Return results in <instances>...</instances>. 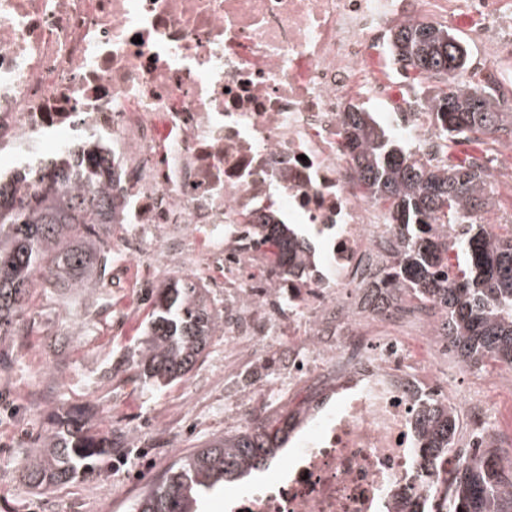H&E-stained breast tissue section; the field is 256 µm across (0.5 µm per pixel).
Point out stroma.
<instances>
[{"mask_svg":"<svg viewBox=\"0 0 512 512\" xmlns=\"http://www.w3.org/2000/svg\"><path fill=\"white\" fill-rule=\"evenodd\" d=\"M112 267L116 284L94 298L70 288H35L32 329L0 344V512H86L88 500L100 495L111 498L112 512H129L175 457L235 433L224 417L244 409L238 401L243 389L258 395L247 408L254 417L287 414L309 398L336 393L331 368L289 383L288 343L278 336L258 343L253 360L229 373L224 337L216 335L181 381L141 386L135 362L155 296L144 293L140 273L126 272L118 261ZM63 318L71 326L64 335L57 331ZM397 320L417 337L424 317L408 308ZM416 350L460 394L479 395L485 416L512 417V382L502 379L498 364L466 366L447 348L418 337ZM67 411L84 413L93 427L112 433L117 447L111 459L51 490L25 486L28 448Z\"/></svg>","mask_w":512,"mask_h":512,"instance_id":"obj_1","label":"stroma"}]
</instances>
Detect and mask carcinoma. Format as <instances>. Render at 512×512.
I'll list each match as a JSON object with an SVG mask.
<instances>
[{"label":"carcinoma","mask_w":512,"mask_h":512,"mask_svg":"<svg viewBox=\"0 0 512 512\" xmlns=\"http://www.w3.org/2000/svg\"><path fill=\"white\" fill-rule=\"evenodd\" d=\"M458 45L464 42L448 28L423 20L399 23L390 39L404 70L442 84L430 107L448 140L475 132L511 134L512 114L504 111L503 94L466 81L467 61L454 64ZM344 124L357 182L404 226L387 267L372 274L370 290L386 293L395 306L415 302L464 365L492 360L512 369V231L490 236L478 223L489 204L485 166L473 156L446 169L424 164L360 105L345 112ZM105 174L76 163L49 169L32 195L0 187V342L29 329L25 314L37 283L96 293L92 285L110 260L99 229L112 223V196L90 195L73 183H101ZM432 222L460 224L463 230L452 236L428 228ZM261 244L271 266L281 270L311 249L285 224L266 225ZM451 255L463 263L448 264L451 275L443 278L439 270ZM220 328L204 289L183 278L171 281L155 300L136 362L139 382L166 386L181 380ZM304 412L301 407L264 415L255 425L180 457L130 512H200L199 504L215 488L276 459ZM458 422L459 413L437 396L425 402L417 448L425 498L409 488L393 497L405 501L410 512H512V475L502 469L499 449L456 447ZM112 445V435L99 434L69 412L28 449L22 479L42 490L67 483L112 456Z\"/></svg>","instance_id":"obj_1"}]
</instances>
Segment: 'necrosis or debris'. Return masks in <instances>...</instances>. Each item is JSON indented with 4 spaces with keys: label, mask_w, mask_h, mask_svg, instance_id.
I'll use <instances>...</instances> for the list:
<instances>
[{
    "label": "necrosis or debris",
    "mask_w": 512,
    "mask_h": 512,
    "mask_svg": "<svg viewBox=\"0 0 512 512\" xmlns=\"http://www.w3.org/2000/svg\"><path fill=\"white\" fill-rule=\"evenodd\" d=\"M462 15L484 54L472 70L502 86L512 0H0V184L34 193L45 164L70 154L111 167L116 221L146 242L128 261L149 276L183 257L223 268L233 357L251 358L271 333L293 351L289 378L346 364L336 405L310 404L303 448L224 512H396L391 490L423 487L414 424L425 396L465 405L365 290L368 262L385 264L402 227L355 192L344 133L362 99L418 158L446 166L423 93L408 88L385 111L373 58L404 80L392 23ZM272 211L323 244L303 277L256 274Z\"/></svg>",
    "instance_id": "4bbe7bcc"
}]
</instances>
